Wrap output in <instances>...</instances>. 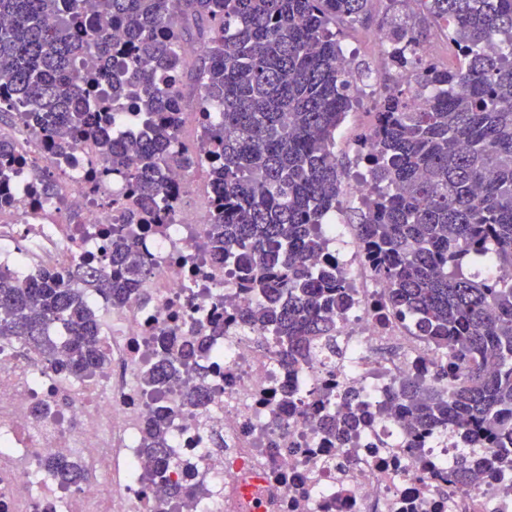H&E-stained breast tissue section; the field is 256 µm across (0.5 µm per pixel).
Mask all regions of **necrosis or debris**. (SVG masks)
I'll return each instance as SVG.
<instances>
[{
	"mask_svg": "<svg viewBox=\"0 0 512 512\" xmlns=\"http://www.w3.org/2000/svg\"><path fill=\"white\" fill-rule=\"evenodd\" d=\"M0 139L13 143L10 179L0 180V276L107 269L126 181L96 177L84 145L62 162L30 120L14 118ZM167 176L173 211L139 240L138 286L118 306L92 300L107 355L97 376L72 380L17 339H0V512H512L511 470L458 482L455 442L414 431L397 405L399 381L433 383L439 357L381 312L386 284L360 254L340 261L353 304L336 323V355L288 370L268 331L242 325L247 294L205 248L214 196L183 168ZM48 179L64 205L47 200ZM170 335L181 344L207 337L210 351L153 400L145 376ZM201 384L205 399H191ZM348 389L371 419L340 442L319 422L325 395ZM160 409L170 416L171 465L167 482L153 485L142 431ZM51 453L93 480L62 484L43 465Z\"/></svg>",
	"mask_w": 512,
	"mask_h": 512,
	"instance_id": "1",
	"label": "necrosis or debris"
}]
</instances>
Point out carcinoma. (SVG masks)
I'll list each match as a JSON object with an SVG mask.
<instances>
[{
	"label": "carcinoma",
	"instance_id": "carcinoma-1",
	"mask_svg": "<svg viewBox=\"0 0 512 512\" xmlns=\"http://www.w3.org/2000/svg\"><path fill=\"white\" fill-rule=\"evenodd\" d=\"M370 2L0 0V86L20 104L0 112L36 114L60 157L91 146L100 175L129 183V224L163 220L169 160L203 171L217 197L210 251L236 261L250 295L241 320L266 326L296 365L336 343L331 314L352 303L336 262L315 270L308 258L327 250L320 224L341 191L336 130L352 107L355 69L337 65L339 35L362 22ZM419 2L464 59L455 68L424 60L423 31L392 20V69L411 67L416 81L392 83L377 103L379 135L367 157L375 192L357 243L387 283L388 306L414 316L419 335L449 357L435 387L400 380L398 404L419 429L465 433L456 467L469 482L496 461L512 467V0ZM88 6L97 20L85 27ZM188 35L201 48L193 62L181 56ZM188 78L211 117L202 144L174 155ZM416 90L428 94L421 111L410 105ZM123 95L148 116L133 141L108 134ZM112 236L111 276L77 266L37 281L1 278L0 338L23 340L74 378L94 376L105 354L88 293L118 305L142 272L136 233L121 226ZM486 260L498 279L467 272ZM54 321L70 332L60 345L47 335ZM194 355L162 337L146 377L151 395ZM356 424L321 421L338 437ZM166 433L165 414L144 429L151 483L166 480ZM483 448L493 455L473 463ZM45 466L68 484L87 479L63 456L48 455Z\"/></svg>",
	"mask_w": 512,
	"mask_h": 512
}]
</instances>
